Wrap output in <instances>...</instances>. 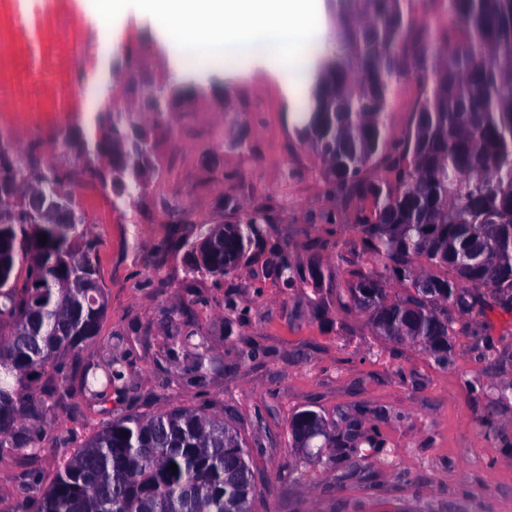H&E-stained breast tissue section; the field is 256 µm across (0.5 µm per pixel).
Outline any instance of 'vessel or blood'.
<instances>
[{
	"label": "vessel or blood",
	"instance_id": "obj_1",
	"mask_svg": "<svg viewBox=\"0 0 512 512\" xmlns=\"http://www.w3.org/2000/svg\"><path fill=\"white\" fill-rule=\"evenodd\" d=\"M0 9L11 15L19 43L31 63H38L41 44L57 39L61 32H84V19L77 0H0ZM32 108L38 112L66 113L80 108L81 100L62 85L48 86Z\"/></svg>",
	"mask_w": 512,
	"mask_h": 512
}]
</instances>
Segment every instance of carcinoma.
Segmentation results:
<instances>
[{
    "label": "carcinoma",
    "instance_id": "1",
    "mask_svg": "<svg viewBox=\"0 0 512 512\" xmlns=\"http://www.w3.org/2000/svg\"><path fill=\"white\" fill-rule=\"evenodd\" d=\"M438 14L436 28L421 15ZM335 49L316 68L307 106L294 126L298 143L322 166L334 195L347 206L368 199L344 237L333 213L320 217L317 237L300 245L307 266L288 246L258 253L250 246L274 223L259 205L245 224H190L183 240L193 256L189 273L233 278L261 263L285 288L297 281L322 287L332 270L319 253L348 269V311L368 315L386 339L406 329L414 344L448 363L456 317L474 309L512 313V0H339L334 6ZM412 78L421 97L407 130L393 135L387 113L394 87ZM199 94L194 85L171 88L170 107ZM170 117L138 122L126 112H97L95 136L72 135L68 151L93 178H107L122 201L147 189L157 170L151 143L170 132ZM0 455L24 448L35 462L44 452L35 435L46 411L81 394L107 418L70 449L50 477L32 475L24 512H254L257 495L246 443L224 417L176 406L149 415H112V395L124 389L126 366L114 357L79 372V389L62 376L57 355L78 357L99 335L107 309L97 244L63 184L38 180L15 150L0 142ZM59 202L66 217L44 219L34 197ZM47 243L40 244V238ZM360 250L368 268L353 263ZM203 261H198L196 256ZM444 273H439V270ZM402 292L390 294L387 285ZM193 294L170 314L175 344L197 350L192 373L203 381L206 347L180 323ZM32 375L35 388L23 386ZM291 444L303 434L323 438L306 455L340 465L346 449L310 409L290 423ZM177 465V471L170 470Z\"/></svg>",
    "mask_w": 512,
    "mask_h": 512
}]
</instances>
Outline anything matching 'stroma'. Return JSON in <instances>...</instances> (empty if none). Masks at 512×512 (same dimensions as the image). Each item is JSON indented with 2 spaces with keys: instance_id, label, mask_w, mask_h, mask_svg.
<instances>
[{
  "instance_id": "stroma-1",
  "label": "stroma",
  "mask_w": 512,
  "mask_h": 512,
  "mask_svg": "<svg viewBox=\"0 0 512 512\" xmlns=\"http://www.w3.org/2000/svg\"><path fill=\"white\" fill-rule=\"evenodd\" d=\"M125 37L121 53L92 37L45 44L43 70L0 81V102L36 96L53 77V62L65 57L104 107L117 69L156 83H207L190 113L173 115V135L157 138L160 175L144 193L117 207L111 189L69 188L97 241L108 299L100 336L84 347L82 361L107 358L111 336L123 338L127 385L113 406L125 414L184 406L223 415L247 442L256 512H512V314L467 316L469 331L452 336L440 365L419 347L375 336L366 315L341 308L336 297L347 273L319 289H286L248 267L230 281L187 277V251L171 245L175 224L237 221L239 211L225 209L223 196L239 199V210L275 206L279 219L263 243L288 245L298 263L305 260L299 245L316 236L321 213L334 212L345 225L354 215L327 193L319 161L289 125V113L303 106L304 83L285 95L265 66L249 60L235 71L177 74L150 20L133 7ZM91 115L86 108L16 112L0 119V136L39 145L48 162L71 168L57 135L88 129ZM221 118L228 132L219 143ZM234 172L242 183L229 181ZM172 199L182 203L179 214L164 206ZM190 291L208 300L190 319L208 348L200 387L189 382L186 355L172 351L168 336L170 310ZM228 295L248 309L247 322L225 312ZM246 349L252 357H243ZM81 406L78 422L65 407L45 415L40 471H55L63 447L78 446L100 426L97 403ZM305 409L322 414L337 437L364 433L381 445L360 444L348 462L353 476L337 479L335 465L310 462L288 442L291 418ZM29 470L24 450L0 460V512H23Z\"/></svg>"
}]
</instances>
